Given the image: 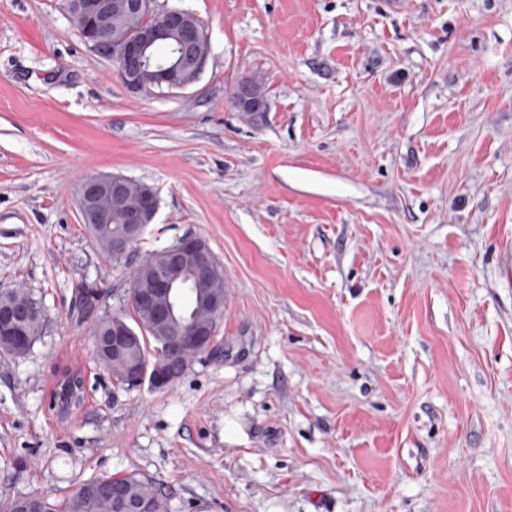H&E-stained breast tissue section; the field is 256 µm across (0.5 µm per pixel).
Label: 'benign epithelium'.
I'll use <instances>...</instances> for the list:
<instances>
[{"mask_svg": "<svg viewBox=\"0 0 512 512\" xmlns=\"http://www.w3.org/2000/svg\"><path fill=\"white\" fill-rule=\"evenodd\" d=\"M80 21L78 32L95 51L109 58L127 89L141 93L152 89L184 90L204 69L208 57V37L203 22L178 9H158L154 0H99L87 14L70 12ZM171 37L176 42L174 63H158L146 55L153 44ZM239 106L255 112L265 111V101L254 86L239 85ZM133 180L119 174L93 175L78 189V204L84 221L99 226L112 213L123 218V230L112 236L109 255L121 260L142 239L158 210V196L148 186L142 204L127 201ZM146 274L132 294L151 317L160 345V361L147 371L128 360L135 338L118 315L112 325L94 339L95 350L125 363L127 382L138 387L144 382L162 390L176 382L187 370L188 361L213 341L210 325L198 322L178 302L181 291L197 289L198 304L215 315L224 314V295L207 289L219 270L218 260L208 243L189 235L163 249L145 265ZM44 320V310L36 302L18 304L0 299V347L22 351L31 342L27 330Z\"/></svg>", "mask_w": 512, "mask_h": 512, "instance_id": "1", "label": "benign epithelium"}]
</instances>
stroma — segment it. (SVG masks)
Returning a JSON list of instances; mask_svg holds the SVG:
<instances>
[{
  "label": "stroma",
  "mask_w": 512,
  "mask_h": 512,
  "mask_svg": "<svg viewBox=\"0 0 512 512\" xmlns=\"http://www.w3.org/2000/svg\"><path fill=\"white\" fill-rule=\"evenodd\" d=\"M157 4L208 60L136 95L64 0H0V291L47 316L0 351V503L135 474L171 512H512V0ZM243 78L266 112L234 106ZM96 174L158 192L128 259L81 217ZM187 235L224 266L214 348L118 385L90 329Z\"/></svg>",
  "instance_id": "stroma-1"
}]
</instances>
